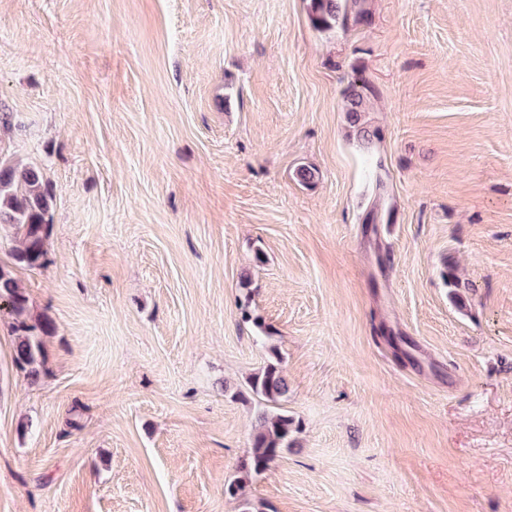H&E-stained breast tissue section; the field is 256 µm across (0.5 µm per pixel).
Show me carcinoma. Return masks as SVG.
<instances>
[{
    "instance_id": "1",
    "label": "carcinoma",
    "mask_w": 512,
    "mask_h": 512,
    "mask_svg": "<svg viewBox=\"0 0 512 512\" xmlns=\"http://www.w3.org/2000/svg\"><path fill=\"white\" fill-rule=\"evenodd\" d=\"M365 0H309L308 9L315 26L331 29L346 25L348 12L354 10L362 16ZM366 83H352L346 90L347 112L354 120L366 111ZM53 197L41 168L33 163L22 164L0 159V224H9L18 238L14 252L17 263L39 267L46 256V241L51 233L49 214ZM0 300L8 304L16 333L15 361L31 380L41 373V341L34 335L38 330L47 335L52 324L27 323L28 297L19 287L10 271L0 267ZM258 372L251 375L247 385L257 397L262 409L258 412L251 435L248 455L239 465L240 477L227 484L225 492L237 498L244 483L253 475L267 470L281 453L296 443L294 435L300 424L281 408L288 395V383L279 366L278 353Z\"/></svg>"
}]
</instances>
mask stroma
Listing matches in <instances>:
<instances>
[{
    "label": "stroma",
    "instance_id": "stroma-1",
    "mask_svg": "<svg viewBox=\"0 0 512 512\" xmlns=\"http://www.w3.org/2000/svg\"><path fill=\"white\" fill-rule=\"evenodd\" d=\"M5 112L55 331L30 383L0 312V512H240L275 353L258 512H512V0H0ZM364 2L365 0H309L308 9L316 27L331 29L336 24L346 25L349 10H356V15L360 18L365 13L362 8ZM362 81V80H361ZM361 84V85H359ZM367 85L364 81L361 83L354 82L346 90L345 97L347 101V112L354 122L359 120L361 112H367ZM273 357L276 361H269L247 382L262 409L256 417L248 455L239 465L241 476L225 488V492L234 498H239L244 483L252 475L267 470L284 450L296 443L294 435L301 430L299 421L281 408V402L288 395V383L279 366V355L275 353Z\"/></svg>",
    "mask_w": 512,
    "mask_h": 512
}]
</instances>
